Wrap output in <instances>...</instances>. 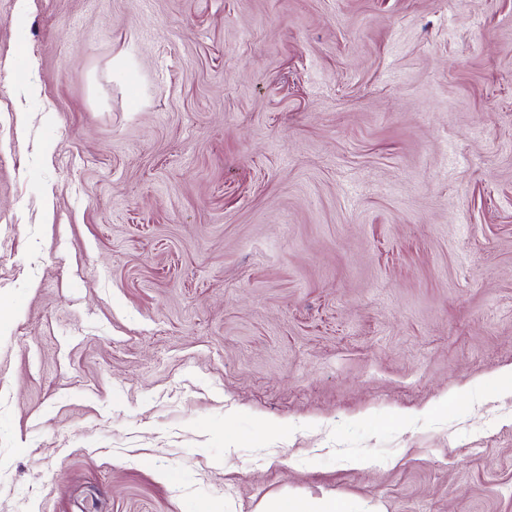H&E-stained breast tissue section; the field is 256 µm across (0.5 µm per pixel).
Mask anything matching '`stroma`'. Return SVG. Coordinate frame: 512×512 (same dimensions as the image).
I'll return each instance as SVG.
<instances>
[{
  "label": "stroma",
  "mask_w": 512,
  "mask_h": 512,
  "mask_svg": "<svg viewBox=\"0 0 512 512\" xmlns=\"http://www.w3.org/2000/svg\"><path fill=\"white\" fill-rule=\"evenodd\" d=\"M510 367L512 0H0V512H512ZM335 500L306 498H271L266 500L259 512H337Z\"/></svg>",
  "instance_id": "stroma-1"
}]
</instances>
